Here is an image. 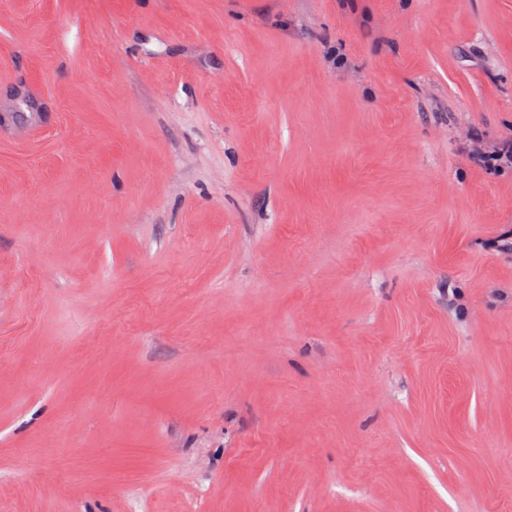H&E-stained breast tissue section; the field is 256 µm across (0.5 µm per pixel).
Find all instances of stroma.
I'll return each mask as SVG.
<instances>
[{
    "mask_svg": "<svg viewBox=\"0 0 512 512\" xmlns=\"http://www.w3.org/2000/svg\"><path fill=\"white\" fill-rule=\"evenodd\" d=\"M0 512H512V0H0ZM471 155L479 163L499 168L512 164V138H503L499 141L487 142L475 139L471 145Z\"/></svg>",
    "mask_w": 512,
    "mask_h": 512,
    "instance_id": "obj_1",
    "label": "stroma"
}]
</instances>
